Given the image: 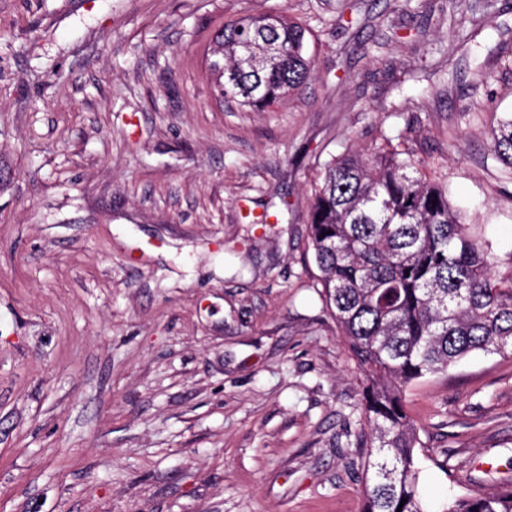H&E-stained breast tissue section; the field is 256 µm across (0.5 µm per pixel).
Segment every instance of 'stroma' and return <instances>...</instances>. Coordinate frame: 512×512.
Returning a JSON list of instances; mask_svg holds the SVG:
<instances>
[{"label": "stroma", "mask_w": 512, "mask_h": 512, "mask_svg": "<svg viewBox=\"0 0 512 512\" xmlns=\"http://www.w3.org/2000/svg\"><path fill=\"white\" fill-rule=\"evenodd\" d=\"M308 30L263 112L229 21ZM512 0H0V512H363L362 376L309 247L319 162L404 132L512 267ZM431 512L512 479V355L404 392ZM211 54L224 63L222 80L217 70L215 89L224 88L240 105L265 111L279 104L310 74L305 53V28L280 15L241 18L224 24L213 39ZM492 138L496 159L512 173V114L497 119Z\"/></svg>", "instance_id": "stroma-1"}]
</instances>
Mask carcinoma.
I'll list each match as a JSON object with an SVG mask.
<instances>
[{"label": "carcinoma", "mask_w": 512, "mask_h": 512, "mask_svg": "<svg viewBox=\"0 0 512 512\" xmlns=\"http://www.w3.org/2000/svg\"><path fill=\"white\" fill-rule=\"evenodd\" d=\"M211 54L228 76L216 77L218 97L227 91L255 111L279 104L311 71L305 28L280 15L225 23ZM492 138L496 159L512 171V114L497 119ZM419 165L406 136L384 134L370 154L321 163L314 182L313 258L364 378V512H427L404 389L475 351L512 353V269L495 271L492 243L471 235L445 187ZM441 512H512V482L458 496Z\"/></svg>", "instance_id": "obj_1"}]
</instances>
